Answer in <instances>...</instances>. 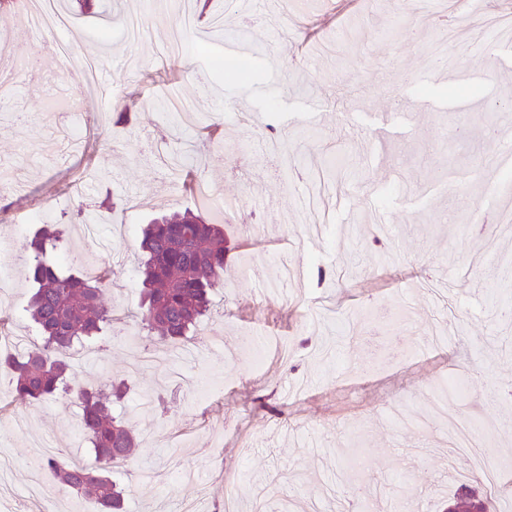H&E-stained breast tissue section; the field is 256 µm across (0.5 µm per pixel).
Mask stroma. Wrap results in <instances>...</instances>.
I'll use <instances>...</instances> for the list:
<instances>
[{
  "label": "stroma",
  "instance_id": "1",
  "mask_svg": "<svg viewBox=\"0 0 512 512\" xmlns=\"http://www.w3.org/2000/svg\"><path fill=\"white\" fill-rule=\"evenodd\" d=\"M29 0H0V65L32 57L23 18ZM268 26V7L241 13L208 0L179 56L162 52L179 0H99L82 13L69 0L70 27L55 33L71 59L103 60V101L57 76L82 112L71 143L56 142L40 72L17 73L0 107V233L58 224L74 246L92 225L114 270L106 301L137 312L138 238L152 212L195 208L208 183L237 206L224 218L228 268L198 329L210 345L175 346L110 326L99 360L71 368L91 391L126 386L114 411L139 447L128 468L127 512H162L199 502L205 512H345L348 483L336 480L360 441L375 512L398 497L407 512H441L462 483L480 482L490 512L512 501V232L473 219V204L512 212V169L498 167L483 128L512 145V0H467L441 53L433 0H288ZM142 16L153 37L121 38ZM255 52L262 79L215 68L226 42ZM178 87L199 120L184 138L164 115ZM466 107L449 108L458 92ZM245 112L249 123L235 121ZM28 284L14 272L0 291V327L34 333ZM288 339L254 364L246 336ZM78 408L59 398L39 407L0 381V471L12 491L0 512H28L26 460L37 441L73 456L90 448ZM483 436L503 461L483 486L459 432Z\"/></svg>",
  "mask_w": 512,
  "mask_h": 512
}]
</instances>
